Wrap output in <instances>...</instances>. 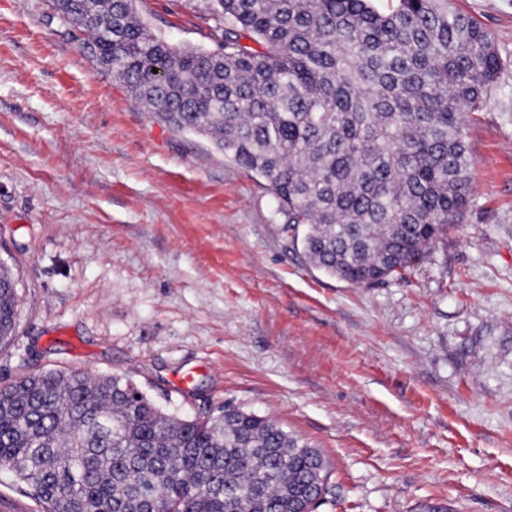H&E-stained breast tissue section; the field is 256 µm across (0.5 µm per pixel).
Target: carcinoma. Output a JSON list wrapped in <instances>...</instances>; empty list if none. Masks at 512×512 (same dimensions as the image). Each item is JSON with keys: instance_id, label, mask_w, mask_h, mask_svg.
Returning <instances> with one entry per match:
<instances>
[{"instance_id": "1", "label": "carcinoma", "mask_w": 512, "mask_h": 512, "mask_svg": "<svg viewBox=\"0 0 512 512\" xmlns=\"http://www.w3.org/2000/svg\"><path fill=\"white\" fill-rule=\"evenodd\" d=\"M391 2L203 0L212 49L153 30L137 0L51 8L153 119L263 178L312 267L371 286L463 221L465 126L501 67L448 0ZM17 307L0 262L1 344ZM0 466L41 512H308L328 478L321 451L269 418L175 416L129 378L59 370L0 388Z\"/></svg>"}]
</instances>
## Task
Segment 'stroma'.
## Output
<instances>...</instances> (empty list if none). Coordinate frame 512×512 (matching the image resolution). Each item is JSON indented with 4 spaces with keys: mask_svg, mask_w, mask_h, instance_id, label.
<instances>
[{
    "mask_svg": "<svg viewBox=\"0 0 512 512\" xmlns=\"http://www.w3.org/2000/svg\"><path fill=\"white\" fill-rule=\"evenodd\" d=\"M501 58L462 224L365 287L310 266L264 180L154 121L49 0H0V386L131 378L179 416L274 419L329 462L315 512H512V0H453ZM200 0H140L207 48ZM18 307L17 283L11 268L0 262V343L9 341L15 331Z\"/></svg>",
    "mask_w": 512,
    "mask_h": 512,
    "instance_id": "35a3bbf8",
    "label": "stroma"
}]
</instances>
